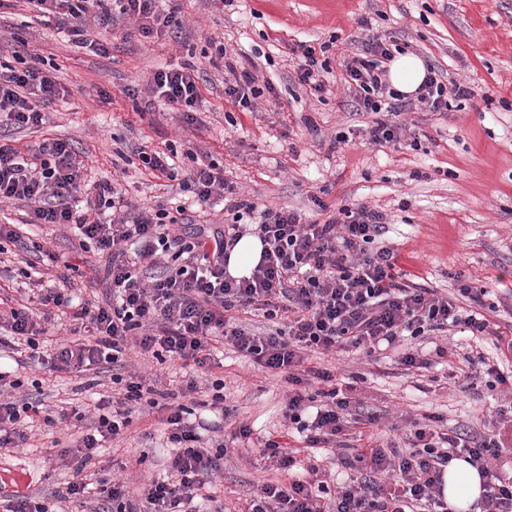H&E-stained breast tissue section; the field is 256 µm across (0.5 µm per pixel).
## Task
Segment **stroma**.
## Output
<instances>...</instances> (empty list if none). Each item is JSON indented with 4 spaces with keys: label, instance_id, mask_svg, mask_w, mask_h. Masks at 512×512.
<instances>
[{
    "label": "stroma",
    "instance_id": "1",
    "mask_svg": "<svg viewBox=\"0 0 512 512\" xmlns=\"http://www.w3.org/2000/svg\"><path fill=\"white\" fill-rule=\"evenodd\" d=\"M177 7L184 21L177 36L146 38L132 18L94 32L99 44L79 48L65 31L46 23L31 7L0 9V59L8 62L38 56L53 72L63 92L50 107L41 130L9 129L12 145L23 149L43 137L70 140L84 172L107 180L144 207L165 202L177 185L131 164L136 148L178 152L193 150L224 168L225 179L239 196L258 206L289 207L305 220L316 217L310 195L322 194L331 208L362 203L383 211L389 220L384 241L394 247L410 281L442 293L460 285L490 288L498 309L492 319L512 326V0H161L160 9ZM367 28H359V19ZM394 39L407 53L445 76L468 84L469 100H453L445 112H412L406 122L420 149L375 146L367 141L372 117L348 103L343 64L356 51L355 36ZM306 41L326 46L328 91L312 96L299 85L297 56L290 45ZM269 81L275 103L256 100L253 111H236L224 95L226 64ZM194 65L202 81L194 124L149 91L158 69ZM235 112L236 124L225 113ZM349 142L331 149L336 134ZM28 209L0 204V224H15L22 237L42 243L51 254L50 273L76 265L72 286L82 295L105 296L107 286L92 267L95 252L84 251L73 230L28 225ZM448 357L430 356L423 368H409L402 354L386 350L361 354H314L308 363L332 368L339 383H353L347 432L349 446L318 449L322 465L338 480L354 476L345 467L353 459L370 415L384 419L376 441L405 449L400 426L405 420L434 416L436 430L462 429L472 437L488 433L484 421L496 407L504 385L488 389L467 382L468 359L483 354L488 364L512 371V354H501L494 337L475 339L434 333ZM213 376L224 380L225 433L238 422L254 436L282 434L286 383L266 373L231 346L213 352ZM46 404L70 399L92 403L110 387V376L35 372ZM70 428L34 432L27 447L0 449V487L56 506L55 490L72 471L59 458ZM283 435V434H282ZM165 427L156 415L135 420L120 447L106 449L104 465L120 466V477L133 495L150 478L162 474L170 450ZM223 474L213 487L224 512H247L253 495L276 481L256 449L232 448Z\"/></svg>",
    "mask_w": 512,
    "mask_h": 512
}]
</instances>
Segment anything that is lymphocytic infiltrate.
<instances>
[{
    "label": "lymphocytic infiltrate",
    "instance_id": "1",
    "mask_svg": "<svg viewBox=\"0 0 512 512\" xmlns=\"http://www.w3.org/2000/svg\"><path fill=\"white\" fill-rule=\"evenodd\" d=\"M42 16L65 27L74 42L92 43L95 28L115 16L133 17L138 31L149 37L182 27L179 10H161L159 0H27ZM394 51L386 42L366 39L344 62V86L357 111L372 114L368 141L378 146L408 142L404 114L444 112L449 99L466 100V84L428 68L416 95L389 87L385 76ZM196 69L158 70L153 93L184 114L199 98ZM60 95L52 72L0 61V128H40L47 107ZM144 168L177 182L192 194L198 208L214 196H232L216 163H197L180 174L173 156L140 149ZM86 195L82 211L72 209L75 193ZM29 205L34 224L75 226L99 257L95 272L112 293L104 300L72 304L67 290L71 276L59 274V287L30 296L28 306L14 308L0 301V346L7 340L26 344L30 361L66 374H83L104 364L114 369L118 392L99 397L97 419L89 433L78 437L72 451V481L58 497L71 501L84 496L83 473L97 460L103 442L123 436L135 411L158 413L174 448L165 477L151 480L144 501L131 496L123 480L107 487V504L94 512H201L211 501L213 476L226 453L223 439L204 441L186 417L187 405L198 394L196 379L179 390H161L146 376L130 371V355L169 357L200 372L211 368L215 344H228L260 369L282 374L288 384L283 417L303 433L309 447L334 443L347 428L350 400L336 385L332 371L308 367L311 351L340 350L372 354L381 345L396 346L405 336H425L456 327L471 336H496L512 353V335L502 331L488 314L489 289L467 288L470 307L430 289L407 283L397 267V255L382 243L387 216L366 205H342L330 214L320 196L312 202L317 220L304 221L287 208H258L233 199L227 207L231 222L205 228L193 242L179 233L191 223L185 206L168 210L146 208L128 200L107 181H89L69 141L46 138L18 149L0 141V202ZM111 221H104V211ZM255 225L264 246L263 259L250 277L232 278L227 270L231 248L241 239V225ZM151 279H144V270ZM67 311L75 338L60 340L51 353L40 349L46 329L34 319L37 307ZM256 312L267 321L264 330L243 323ZM22 379L0 372V449L19 448L30 428L84 420L76 408L54 412L39 398L24 395ZM499 429L492 437L471 442L462 434L435 433L429 424L416 427L408 452L370 445L355 461L358 477L330 490L327 470L316 463L301 464L292 450L276 438L257 440L262 459L276 464L282 480L265 484L252 499L250 512H408L424 504L430 512H452L441 497L443 467L457 457L476 467L486 480L483 512H512V409L496 411Z\"/></svg>",
    "mask_w": 512,
    "mask_h": 512
}]
</instances>
